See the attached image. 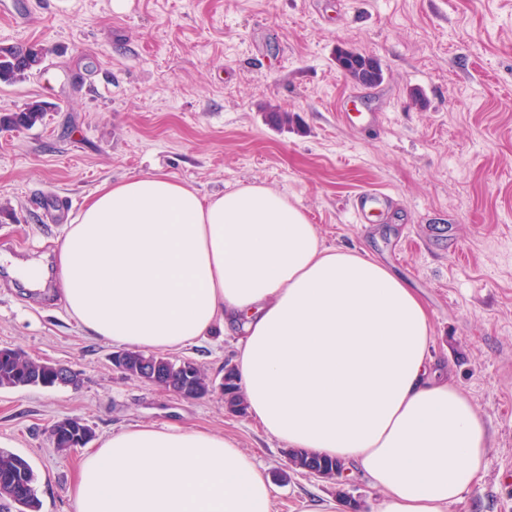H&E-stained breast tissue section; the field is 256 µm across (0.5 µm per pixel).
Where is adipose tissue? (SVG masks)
<instances>
[{
    "mask_svg": "<svg viewBox=\"0 0 512 512\" xmlns=\"http://www.w3.org/2000/svg\"><path fill=\"white\" fill-rule=\"evenodd\" d=\"M55 254L63 306L90 335L165 351L241 330L251 417L355 467L376 512H449L481 480L485 421L441 377L420 298L364 253L325 246L285 195L129 176L89 197ZM70 495L75 512H271L273 486L223 435L147 424L103 440Z\"/></svg>",
    "mask_w": 512,
    "mask_h": 512,
    "instance_id": "1",
    "label": "adipose tissue"
}]
</instances>
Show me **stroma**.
I'll return each mask as SVG.
<instances>
[{
  "label": "stroma",
  "mask_w": 512,
  "mask_h": 512,
  "mask_svg": "<svg viewBox=\"0 0 512 512\" xmlns=\"http://www.w3.org/2000/svg\"><path fill=\"white\" fill-rule=\"evenodd\" d=\"M0 0V47L37 44L40 72L0 83V118L33 100L41 125L0 129V348L69 366L77 385L0 389V449L25 458L41 512H74L68 491L85 448L57 451L67 417L91 447L141 424L234 440L271 478L272 512H373L379 497L347 470L331 479L288 467L289 448L220 392L187 400L112 366L60 289L26 288L7 260L53 266L65 222L33 199L72 201L162 169L212 195L253 182L303 209L325 245L357 249L416 290L432 354L483 415L491 447L480 486L450 512H512V0ZM378 60L383 82L346 77L336 52ZM421 93L426 108L412 103ZM377 113L380 128L336 120ZM288 113V124L271 111ZM389 196L359 224L348 202ZM239 331L169 351L213 380L234 367ZM89 446V447H90Z\"/></svg>",
  "instance_id": "1"
}]
</instances>
